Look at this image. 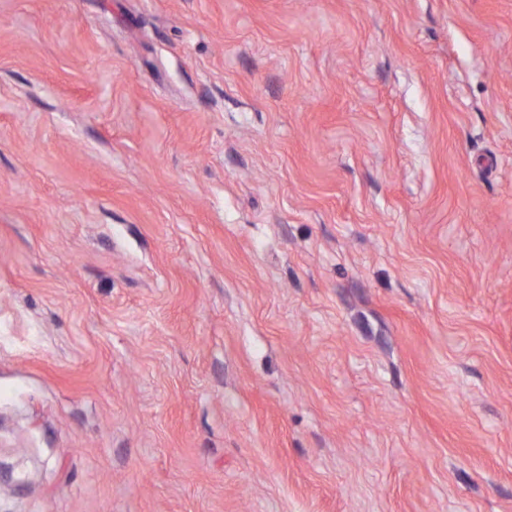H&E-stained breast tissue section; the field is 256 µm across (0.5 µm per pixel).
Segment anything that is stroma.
Segmentation results:
<instances>
[{
    "instance_id": "obj_1",
    "label": "stroma",
    "mask_w": 512,
    "mask_h": 512,
    "mask_svg": "<svg viewBox=\"0 0 512 512\" xmlns=\"http://www.w3.org/2000/svg\"><path fill=\"white\" fill-rule=\"evenodd\" d=\"M0 512H512V0H0Z\"/></svg>"
}]
</instances>
